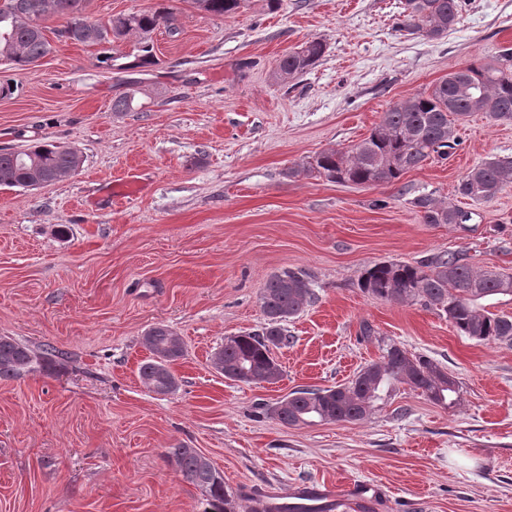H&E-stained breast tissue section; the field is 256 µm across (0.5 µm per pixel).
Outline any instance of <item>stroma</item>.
I'll return each mask as SVG.
<instances>
[{
	"instance_id": "stroma-1",
	"label": "stroma",
	"mask_w": 512,
	"mask_h": 512,
	"mask_svg": "<svg viewBox=\"0 0 512 512\" xmlns=\"http://www.w3.org/2000/svg\"><path fill=\"white\" fill-rule=\"evenodd\" d=\"M399 5L244 0L214 17L171 0L177 30L152 33L155 67L119 73L100 47L71 42L23 69L0 64L17 88L0 99V149L50 141L81 159L50 185L0 189V336L66 360L0 379V512H198L200 490L166 456L179 444L246 495L364 481L381 490L370 512H512V347L358 286L374 263L448 251L512 273V185L479 204L457 191L476 164L512 159V121L471 113L447 159L390 184L300 171L363 140L394 104L512 48V0H465L433 40L398 29ZM312 38L326 45L320 61L275 82L279 59ZM128 92L134 109L113 111ZM421 194L471 221L422 223L411 205ZM284 269L309 272L317 301L288 324L281 382L225 379L215 350L260 328L261 292ZM364 322L373 338L360 336ZM156 325L186 349L168 396L138 374ZM390 342L448 372L456 403L402 386L356 424L291 427L260 411L347 382Z\"/></svg>"
}]
</instances>
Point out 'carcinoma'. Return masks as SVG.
Wrapping results in <instances>:
<instances>
[{
	"label": "carcinoma",
	"mask_w": 512,
	"mask_h": 512,
	"mask_svg": "<svg viewBox=\"0 0 512 512\" xmlns=\"http://www.w3.org/2000/svg\"><path fill=\"white\" fill-rule=\"evenodd\" d=\"M42 0H0V62L12 68L29 66L51 52L43 21ZM55 15L68 17L66 27L73 42L85 45L112 44L129 36L139 38L138 53L129 57L103 52L101 63L112 70L149 68L157 64L150 35L170 27L173 14L166 0L151 10L121 13L105 22L84 16L86 0H55ZM205 4L206 13L232 16L243 0H192ZM464 0H402L400 27L429 39H438L453 28ZM319 39L304 43L278 63L274 79L286 82L314 66L324 55ZM472 112H482L493 122L512 121V50L506 48L497 64L470 63L451 72L428 91L393 105L369 136L346 152H322L307 162L304 171L333 182L355 185L394 183L407 171L419 168L433 156L448 157L455 148V122ZM81 160L76 152L50 142H37L16 152L0 151V188H26L31 166L52 180L76 170ZM512 184V160L492 159L471 168L461 179L459 193L474 203L494 199ZM424 224H465L472 212L446 206L430 194L412 199ZM359 286L368 295L384 301L417 304L448 319L460 336L480 343L512 346V318L486 309L498 296L512 297V275L474 269L458 253L433 255L416 264L384 261L364 270ZM316 299L310 275L301 269H285L268 279L260 296L264 326L233 336L217 356L224 378L258 384L268 377L283 375L273 349L293 342L288 320L306 310ZM150 357L139 367V376L150 388L165 383L166 376L156 358L167 365L184 356V343L164 325L145 333ZM58 365V352L50 345L37 352L10 336H0V379H17L45 373ZM408 385L435 404H454L456 380L424 356H413L393 343L381 360L362 368L349 382L332 388H302L288 399L264 407L265 414L284 425L299 422L357 423L380 408L398 386ZM167 457L183 478L202 494L200 512H239L224 474L202 461L196 448L178 445L167 449ZM248 512H320L316 508L290 506L277 498H250Z\"/></svg>",
	"instance_id": "obj_1"
}]
</instances>
